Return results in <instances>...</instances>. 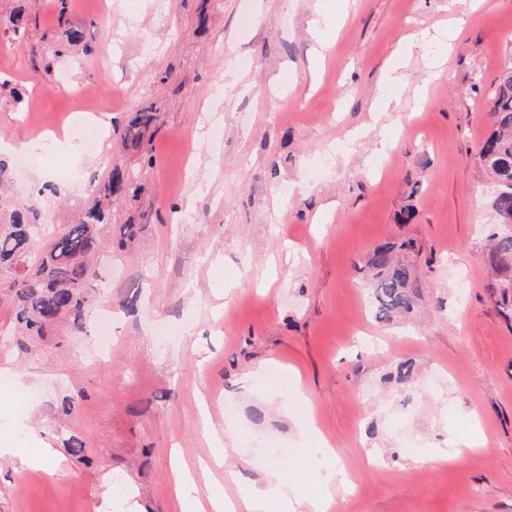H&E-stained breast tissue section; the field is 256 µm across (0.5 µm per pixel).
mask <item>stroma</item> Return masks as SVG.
Returning <instances> with one entry per match:
<instances>
[{
    "label": "stroma",
    "instance_id": "stroma-1",
    "mask_svg": "<svg viewBox=\"0 0 512 512\" xmlns=\"http://www.w3.org/2000/svg\"><path fill=\"white\" fill-rule=\"evenodd\" d=\"M206 10V28L198 26ZM316 0H0V140L43 133L38 117L99 108L93 154L58 157L88 178L136 169L113 131L153 108L147 189L112 210L113 250L96 259L84 329L59 326L0 348V442L53 448L62 477L0 468V512H119L113 481L141 512H178L172 456L208 459L206 424L247 433L233 474L199 477L227 494L270 482L283 449L314 470L311 430L343 481L329 512H512V321L482 260L494 220L477 159L493 129L495 81L512 70V0H356L314 35ZM29 21L24 41L13 19ZM467 23L450 50L424 32ZM92 48L67 46L59 16ZM330 42L325 59L318 39ZM412 44L395 109L377 102L399 41ZM58 55L53 73L44 57ZM222 139L207 138L209 123ZM47 238L89 205L55 165L15 172ZM410 223H401L404 212ZM144 230L122 241V225ZM412 239L421 301L376 321L359 260ZM138 285L135 308L125 297ZM117 339L97 355L95 323ZM169 324L179 335L160 340ZM411 363L410 381L393 377ZM300 374L285 392L271 373ZM37 400L19 408V394ZM83 393L71 415L63 398ZM423 456L405 453L409 438ZM83 448L70 456L66 442ZM454 448L453 462L429 454Z\"/></svg>",
    "mask_w": 512,
    "mask_h": 512
}]
</instances>
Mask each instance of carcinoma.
<instances>
[{"mask_svg": "<svg viewBox=\"0 0 512 512\" xmlns=\"http://www.w3.org/2000/svg\"><path fill=\"white\" fill-rule=\"evenodd\" d=\"M494 130L478 151L480 165L494 179L492 208L496 215L487 235L484 260L495 273L491 293L503 307H512V71L499 78L492 101ZM155 120L149 109L133 112L121 131L126 148L139 151L143 166L152 167L154 156L145 143V133ZM12 179L9 164L0 159V270L12 274L9 288L16 308L15 331L21 336H43L56 321L69 318L81 327L88 308L85 296L94 276L92 254L101 236L112 225V202L143 190L141 172L115 167L93 181V204L81 218L55 234L34 251L33 234L39 223L37 202L20 203L4 194ZM412 240L376 245L364 267L373 290V313L380 322L410 313L420 297L414 264L400 258L415 251Z\"/></svg>", "mask_w": 512, "mask_h": 512, "instance_id": "1", "label": "carcinoma"}]
</instances>
